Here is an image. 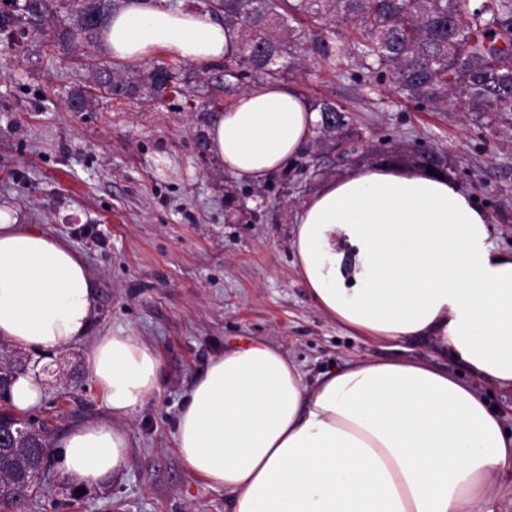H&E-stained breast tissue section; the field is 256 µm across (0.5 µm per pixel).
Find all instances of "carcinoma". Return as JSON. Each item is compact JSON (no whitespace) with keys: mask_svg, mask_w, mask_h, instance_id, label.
I'll return each mask as SVG.
<instances>
[{"mask_svg":"<svg viewBox=\"0 0 512 512\" xmlns=\"http://www.w3.org/2000/svg\"><path fill=\"white\" fill-rule=\"evenodd\" d=\"M48 2L24 0L19 10L28 16L29 30L21 26L14 3L1 4L0 35L23 40L39 34ZM114 7V0H74L69 25L56 30V41L97 46ZM200 10L223 13L224 24L240 35L238 52L204 68L206 106L213 109L236 91L246 68L262 81L302 68L292 24L306 23L310 58L322 69L341 75L356 66L437 112L450 104L468 112H512V0H487L482 9L474 0H200ZM89 68L93 84L113 98L186 95L176 63L155 65L136 78L98 56ZM313 106L321 116L320 147L340 149L350 160L363 157L361 134L346 109L328 99ZM388 161L448 169V156L434 147L394 151ZM12 409L9 397H0V426L19 432L15 441L0 444V508L20 512L39 474L51 468L53 448L45 426Z\"/></svg>","mask_w":512,"mask_h":512,"instance_id":"1","label":"carcinoma"}]
</instances>
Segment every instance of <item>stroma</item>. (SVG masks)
Masks as SVG:
<instances>
[{
    "label": "stroma",
    "mask_w": 512,
    "mask_h": 512,
    "mask_svg": "<svg viewBox=\"0 0 512 512\" xmlns=\"http://www.w3.org/2000/svg\"><path fill=\"white\" fill-rule=\"evenodd\" d=\"M188 98L115 99L99 93L84 112L71 91L88 85L77 52L44 40L0 39V208L68 241L95 274L89 340L50 362L0 341V352L40 369L46 393L34 416L59 445L74 426L112 413L90 371L91 338L122 329L156 350L159 390L124 425L131 450L120 476L76 491L54 473L51 496L26 512H227L228 496L193 475L175 448V427L198 373L246 341L281 346L307 384L324 372L397 352L348 335L315 307L292 263L291 235L303 200L355 162L317 144L265 183L234 180L204 146L211 113L202 65L183 62ZM308 99L344 106L367 154L427 143L448 155V175L491 217V238L512 249V114L432 111L391 86L307 64L290 72ZM315 162L318 176L304 173Z\"/></svg>",
    "instance_id": "stroma-1"
}]
</instances>
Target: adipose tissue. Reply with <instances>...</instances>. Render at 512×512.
Returning a JSON list of instances; mask_svg holds the SVG:
<instances>
[{
    "instance_id": "ef3b65f1",
    "label": "adipose tissue",
    "mask_w": 512,
    "mask_h": 512,
    "mask_svg": "<svg viewBox=\"0 0 512 512\" xmlns=\"http://www.w3.org/2000/svg\"><path fill=\"white\" fill-rule=\"evenodd\" d=\"M101 38L113 58L155 51L214 62L238 32L210 14L128 0ZM319 115L295 86L262 81L207 130L208 151L259 184L300 157ZM295 269L327 318L353 336L422 342L512 390V250L451 178L395 163L325 180L301 204ZM93 272L66 241L0 208V340L57 355L89 338ZM90 370L112 412L73 428L60 469L108 483L131 448L123 419L159 384L161 359L119 331L93 339ZM187 469L228 494L229 512H495L512 492V431L483 393L418 356L361 359L305 383L264 341L225 350L194 381L176 423Z\"/></svg>"
}]
</instances>
